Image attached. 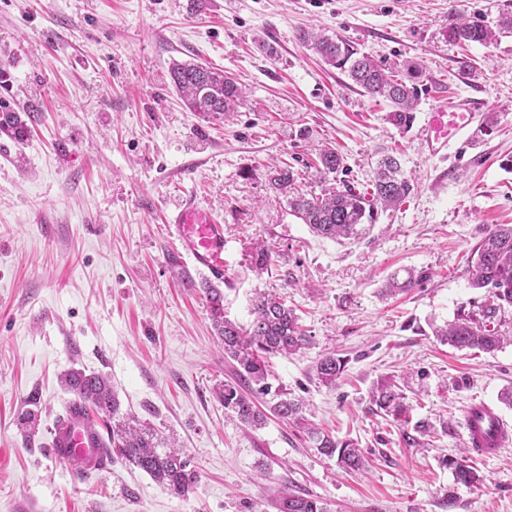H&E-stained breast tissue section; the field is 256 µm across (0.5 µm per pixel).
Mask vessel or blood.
<instances>
[{
	"label": "vessel or blood",
	"mask_w": 512,
	"mask_h": 512,
	"mask_svg": "<svg viewBox=\"0 0 512 512\" xmlns=\"http://www.w3.org/2000/svg\"><path fill=\"white\" fill-rule=\"evenodd\" d=\"M486 110V99L473 94L436 100L423 130V141L429 154H440L482 118ZM168 229L179 242L180 259L207 271L215 280L225 281L222 220L202 208L195 197L189 196L169 218ZM465 430L468 446L482 455L498 453L512 437V431L495 408L481 402L467 408ZM50 448L54 458L64 463L70 472L88 473L102 468L100 437L81 410H67L53 433Z\"/></svg>",
	"instance_id": "vessel-or-blood-1"
}]
</instances>
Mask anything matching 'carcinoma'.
<instances>
[{
	"label": "carcinoma",
	"mask_w": 512,
	"mask_h": 512,
	"mask_svg": "<svg viewBox=\"0 0 512 512\" xmlns=\"http://www.w3.org/2000/svg\"><path fill=\"white\" fill-rule=\"evenodd\" d=\"M510 32L512 15L501 17L494 31L455 13L449 19L446 38L455 45L487 44L497 40V35ZM298 40L310 47L327 65L345 71L364 93L388 101L391 107L387 115L389 123L403 130L412 126L418 103L417 88L412 81L421 76L419 63L405 62L406 76L402 77L395 74L394 68L358 54L338 38L302 30L298 33ZM170 79L191 112L228 118L244 102L242 88L219 69L175 60L170 66ZM11 84L10 70L0 65V134L20 142L29 132V123L36 120L37 109L17 104L10 94ZM344 162L337 149L322 148L314 166L319 181L327 182L329 177L344 172ZM295 182L296 174L288 166L275 169L271 176L272 185L288 194V207L292 214L314 235L335 240L358 236L357 226L375 223L379 211L396 207L412 190V185L401 174L399 160L392 155L378 161L369 199L342 181L336 186H329L319 196L293 192ZM250 258L254 270L265 273L274 266L275 253L261 242L253 247ZM471 263V287L486 288L491 294V301L482 310L483 321L463 313L453 323L438 329L437 336L457 349L493 352L502 346L505 338L488 324L493 322L502 305H512V224L494 225L473 250ZM423 279L424 275L405 269L401 274H392L384 289L388 293L404 292ZM200 288L206 296L211 322L224 349V357L235 362L236 367V382L224 383L215 390L224 409L254 429L264 426L271 415L286 424L292 423L315 432L303 414V402L282 390L271 391L267 383L269 369L266 358L293 355L309 343L294 309L274 294L260 293L252 303L253 320L244 327L224 315V293L220 288L207 281L201 282ZM345 366L344 359L334 354L325 355L315 365L317 379L324 386L333 388ZM64 385L73 395V403L88 410L90 426L106 431L103 448L107 459L118 457L126 460L176 496L183 497L191 491L198 474L189 469L187 456L166 441L152 423L132 413L122 412L108 378L72 370L64 376ZM257 392L272 395L264 410L254 400ZM400 399L401 394L392 382L381 384L373 394L375 404L393 416L403 413ZM317 442L321 453L337 456L342 468L357 471L364 466V457L355 443L338 442L325 434L317 436ZM450 465L458 483L472 487L479 482L473 466L454 460ZM274 508L276 512H327L319 501L288 491L278 494Z\"/></svg>",
	"instance_id": "carcinoma-1"
}]
</instances>
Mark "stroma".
<instances>
[{
    "label": "stroma",
    "instance_id": "stroma-1",
    "mask_svg": "<svg viewBox=\"0 0 512 512\" xmlns=\"http://www.w3.org/2000/svg\"><path fill=\"white\" fill-rule=\"evenodd\" d=\"M454 11L493 27L512 0H0L11 93L41 111L23 141L0 137V512H276L284 488L328 512H512V442L480 456L464 431L479 401L512 426L499 402L512 387V305L493 322L508 338L497 351L435 336L459 312L481 317L488 296L471 287L468 257L493 225L512 224V170L500 165L512 156V34L450 44ZM311 27L391 66L418 62L412 127L389 124L388 103L300 43ZM175 60L224 70L245 86L244 104L227 121L188 111ZM474 89L494 129L428 155L433 101ZM326 144L357 190L393 153L413 191L359 237L315 236L270 176L287 163L297 190L321 194L312 163ZM189 194L224 219L225 315L248 325L264 291L295 309L310 342L271 357L269 381L304 401L314 427L354 441L364 471H344L292 424L251 430L225 413L214 390L233 365L197 287L203 272L169 259L166 218ZM258 241L277 254L263 276L250 263ZM405 268L427 277L384 295ZM327 353L347 361L332 388L314 371ZM73 368L107 376L122 410L185 448L199 475L186 496L118 458L85 477L50 457L70 399L59 378ZM387 381L426 426L415 446L372 400ZM34 392L40 425L27 437L17 418ZM465 458L478 487L446 465Z\"/></svg>",
    "mask_w": 512,
    "mask_h": 512
}]
</instances>
